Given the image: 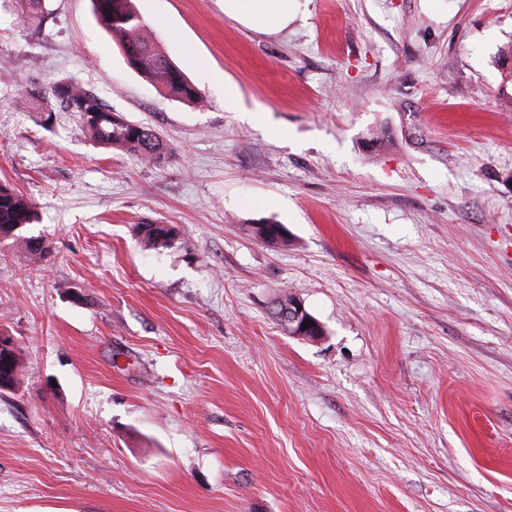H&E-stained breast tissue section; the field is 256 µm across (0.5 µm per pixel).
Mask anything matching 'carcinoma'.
<instances>
[{
	"mask_svg": "<svg viewBox=\"0 0 512 512\" xmlns=\"http://www.w3.org/2000/svg\"><path fill=\"white\" fill-rule=\"evenodd\" d=\"M93 12L100 26L119 46L127 64L143 78L169 95L201 106L203 95L188 82L162 49L151 41L145 29L147 24L135 6V0H91ZM23 21L34 28L42 27L47 10L45 0H18ZM34 109L44 114L43 122L57 112H72L78 116L79 129L96 144L120 150L140 162L160 161L167 146L150 126L130 121L126 124L112 121V109L95 91L61 79L47 88L35 83L23 87ZM37 220L35 205L7 183L0 182V233L15 224H33ZM135 236L154 250H168L178 242V229L173 224H137ZM13 355L12 373L20 382L24 363L18 345L0 347V355Z\"/></svg>",
	"mask_w": 512,
	"mask_h": 512,
	"instance_id": "carcinoma-1",
	"label": "carcinoma"
}]
</instances>
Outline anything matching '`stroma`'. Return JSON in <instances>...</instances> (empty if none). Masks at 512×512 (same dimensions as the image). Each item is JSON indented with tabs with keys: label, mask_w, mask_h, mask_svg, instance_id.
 <instances>
[{
	"label": "stroma",
	"mask_w": 512,
	"mask_h": 512,
	"mask_svg": "<svg viewBox=\"0 0 512 512\" xmlns=\"http://www.w3.org/2000/svg\"><path fill=\"white\" fill-rule=\"evenodd\" d=\"M136 6L205 107L90 0L38 30L0 0V182L38 213L0 242L25 363L0 512H512V0H290L274 33L224 0ZM63 77L169 154L42 124L22 86ZM158 222L173 249L132 232ZM283 293L323 336L285 334ZM91 2L97 22L119 46L133 70L169 95L195 106L203 105V95L148 38L145 33L147 24L135 6V0ZM135 236L154 250H168L178 242V229L173 224H136Z\"/></svg>",
	"instance_id": "stroma-1"
}]
</instances>
